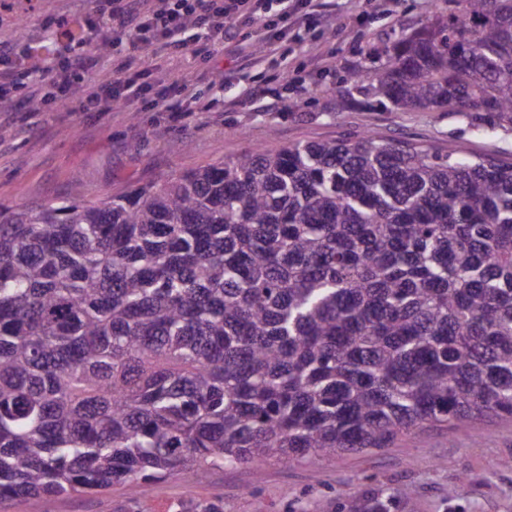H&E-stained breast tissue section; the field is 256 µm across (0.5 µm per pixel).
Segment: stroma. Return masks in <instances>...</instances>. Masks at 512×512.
I'll return each instance as SVG.
<instances>
[{
	"label": "stroma",
	"mask_w": 512,
	"mask_h": 512,
	"mask_svg": "<svg viewBox=\"0 0 512 512\" xmlns=\"http://www.w3.org/2000/svg\"><path fill=\"white\" fill-rule=\"evenodd\" d=\"M68 0H13L0 12V40L25 34L30 45L49 44L53 54L70 46L44 39L37 18L66 8ZM448 12V0H326L318 24L287 31L276 56L261 67L242 68L241 56L255 50L248 30L223 54L198 64L194 91L205 112L186 122L167 120L132 97L108 112H84L77 101L51 112L29 109L18 90L12 111L0 114L9 134L0 139V202L10 206L54 204L75 193L114 194L157 176L223 163L255 148L290 143L353 139L375 131L395 143H413L464 158L492 155L512 163V123L502 126L463 112H405L368 99L359 76L383 60L402 34ZM140 58L154 80L182 74L168 55L122 42L105 53L108 65ZM291 80H283L282 68ZM233 74L231 83L212 80L213 71ZM277 98L275 108L237 105L255 82ZM463 482L464 493L448 488ZM411 491L415 512H512V417L468 424L452 432L426 425L388 448L345 453L331 460L307 457L289 464L224 467L205 475L187 471L147 481L136 494L121 484L102 493H71L0 503V512H334L342 495Z\"/></svg>",
	"instance_id": "obj_1"
}]
</instances>
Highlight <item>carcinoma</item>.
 <instances>
[{
    "label": "carcinoma",
    "instance_id": "obj_1",
    "mask_svg": "<svg viewBox=\"0 0 512 512\" xmlns=\"http://www.w3.org/2000/svg\"><path fill=\"white\" fill-rule=\"evenodd\" d=\"M454 2L360 89L511 122L512 0L494 14ZM501 416L512 164L368 132L109 196L0 204V500L135 494Z\"/></svg>",
    "mask_w": 512,
    "mask_h": 512
}]
</instances>
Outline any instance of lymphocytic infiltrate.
Instances as JSON below:
<instances>
[{
    "instance_id": "lymphocytic-infiltrate-1",
    "label": "lymphocytic infiltrate",
    "mask_w": 512,
    "mask_h": 512,
    "mask_svg": "<svg viewBox=\"0 0 512 512\" xmlns=\"http://www.w3.org/2000/svg\"><path fill=\"white\" fill-rule=\"evenodd\" d=\"M322 0H87L83 15L92 28L111 33L113 41L130 37L137 45L154 46L192 59L211 61L225 40L237 37L240 26L250 25L262 45L263 56L275 55L282 38V24L305 26L319 16ZM197 31L202 43H190L186 34ZM96 44L47 65H22L20 45L0 40V112L10 109L18 88L39 110L49 111L79 93L81 109L104 112L125 95L144 97L154 112H181L185 107L204 111L193 93L189 74L163 81L151 78L148 68L128 57L110 71H103Z\"/></svg>"
}]
</instances>
